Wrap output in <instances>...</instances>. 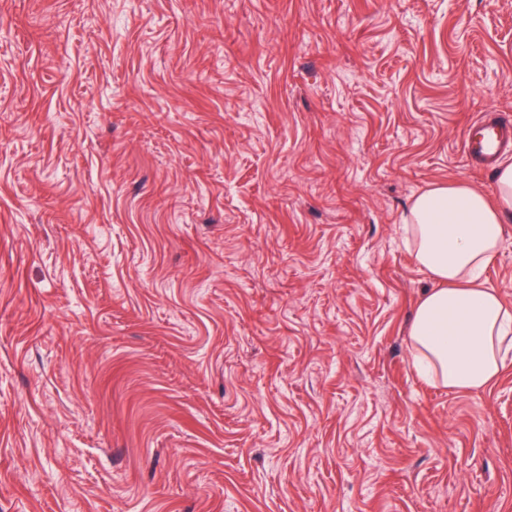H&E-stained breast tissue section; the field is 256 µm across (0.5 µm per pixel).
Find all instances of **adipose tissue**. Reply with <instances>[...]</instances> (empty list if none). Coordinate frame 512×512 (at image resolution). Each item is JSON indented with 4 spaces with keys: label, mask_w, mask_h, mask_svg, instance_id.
<instances>
[{
    "label": "adipose tissue",
    "mask_w": 512,
    "mask_h": 512,
    "mask_svg": "<svg viewBox=\"0 0 512 512\" xmlns=\"http://www.w3.org/2000/svg\"><path fill=\"white\" fill-rule=\"evenodd\" d=\"M495 177L492 197L461 183L433 185L405 218L407 246L433 281L411 319V347L423 374L456 390L491 385L512 348V309L482 279L512 214V163Z\"/></svg>",
    "instance_id": "ef3b65f1"
}]
</instances>
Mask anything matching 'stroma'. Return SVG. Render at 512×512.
<instances>
[{
  "instance_id": "stroma-1",
  "label": "stroma",
  "mask_w": 512,
  "mask_h": 512,
  "mask_svg": "<svg viewBox=\"0 0 512 512\" xmlns=\"http://www.w3.org/2000/svg\"><path fill=\"white\" fill-rule=\"evenodd\" d=\"M491 110L512 0H0V512H512L403 242Z\"/></svg>"
}]
</instances>
